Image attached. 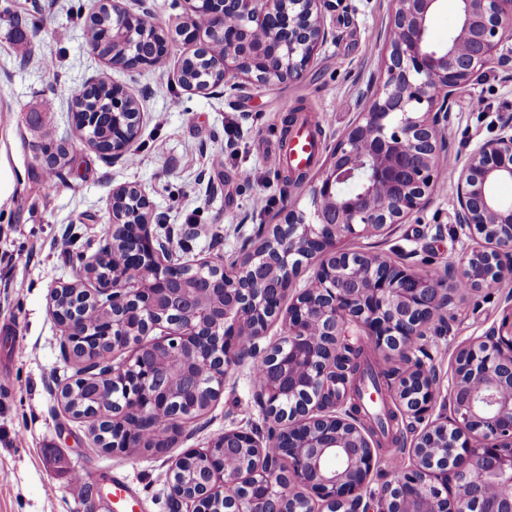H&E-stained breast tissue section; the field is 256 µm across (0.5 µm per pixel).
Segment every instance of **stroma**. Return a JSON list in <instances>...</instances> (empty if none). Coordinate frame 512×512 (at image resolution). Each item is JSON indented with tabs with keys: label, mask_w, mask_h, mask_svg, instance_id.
I'll list each match as a JSON object with an SVG mask.
<instances>
[{
	"label": "stroma",
	"mask_w": 512,
	"mask_h": 512,
	"mask_svg": "<svg viewBox=\"0 0 512 512\" xmlns=\"http://www.w3.org/2000/svg\"><path fill=\"white\" fill-rule=\"evenodd\" d=\"M106 0H0V512H168L172 459L202 448L224 430L261 427L252 360L234 364L222 395L187 423L176 447L106 452L93 441L92 421L66 412L58 386L74 376L64 357V328L51 315L55 289L84 282V262L105 245L113 189L134 185L148 198L152 221L173 230L187 259L238 255L262 224L283 222L291 207L310 205L309 187L284 184L276 148L284 146L290 110L317 130L311 165L319 173L329 148L359 109L358 93L382 68L377 34L390 0H341L328 13L335 39L303 79L266 88L214 93L176 80L194 48L176 35L187 17L185 0H123L147 7L170 31L164 70L131 73L112 66L88 43L90 18ZM117 83L140 102L136 162L101 154L71 124L73 100L96 80ZM512 114V62L491 63L460 90L448 111L450 156L439 169L441 191L387 238L348 241L352 250H379L397 262L445 274L471 243L459 235L447 187L455 163L493 138L499 118ZM66 143L71 160L58 177L44 175L46 143ZM221 165L209 163L211 155ZM207 227L190 235L191 225ZM70 241L68 252L56 240ZM512 298V276L467 293L447 314L446 326H427L421 339L425 370L447 381L461 343L500 323ZM123 477L132 499L112 498Z\"/></svg>",
	"instance_id": "obj_1"
}]
</instances>
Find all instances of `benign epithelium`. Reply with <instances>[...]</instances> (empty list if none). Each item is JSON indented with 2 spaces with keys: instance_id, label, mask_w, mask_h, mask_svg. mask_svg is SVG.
I'll return each mask as SVG.
<instances>
[{
  "instance_id": "7a95c632",
  "label": "benign epithelium",
  "mask_w": 512,
  "mask_h": 512,
  "mask_svg": "<svg viewBox=\"0 0 512 512\" xmlns=\"http://www.w3.org/2000/svg\"><path fill=\"white\" fill-rule=\"evenodd\" d=\"M186 2L189 13L178 28L183 41L224 47L220 56L202 51L221 79L197 85L178 70V81L191 90L301 80L330 41L327 13L336 8L333 0ZM392 2L381 33L384 69L359 91L363 108L311 181L310 207L259 228L260 250L246 246L229 262L220 255L183 261L152 227L142 191L121 186L112 200L124 206L112 207L106 244L85 269L97 288L68 286V312L51 308L66 327L62 353L81 363L60 392L78 381L112 380L116 451L146 445L164 414L165 430L149 447H172L183 424L221 396L231 365L256 357L265 365L257 401L267 428L226 429L206 448L176 457L167 478L170 512H512V306L499 327L458 351L448 414L416 436L409 462L377 487L371 439L340 405L324 404L336 351L351 329L385 354L407 358L423 328L446 325L460 285L476 290L512 274V203L492 193L496 184L512 182L511 115L457 166L455 223L479 239L460 267L450 265L437 278L340 247L348 238L387 235L428 204L448 152L443 122L456 93L491 59H512V0H458V24L441 46L428 38L439 0ZM148 14L112 0V42L147 31ZM116 66L139 72L155 64L131 48ZM113 89L106 153L121 159L131 153L142 112L123 86ZM118 248L123 264L99 277ZM304 265L311 275L284 313L282 300ZM103 303L112 319L88 327L83 317ZM280 317L281 336L261 345ZM106 339L112 359L101 375L96 352ZM436 385L432 373L412 371L397 390L403 413L421 419ZM247 452L250 470L228 464L230 454ZM198 461L191 494L182 469Z\"/></svg>"
}]
</instances>
